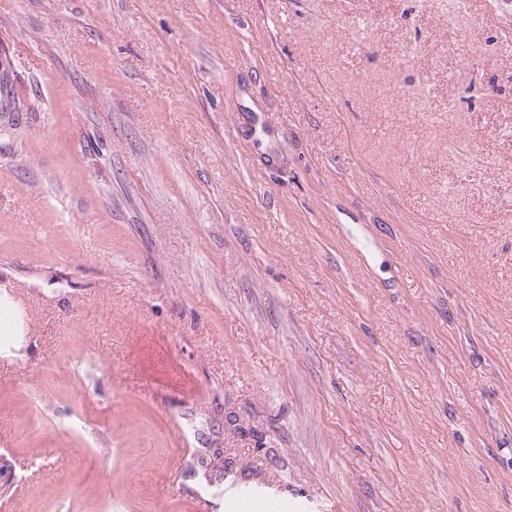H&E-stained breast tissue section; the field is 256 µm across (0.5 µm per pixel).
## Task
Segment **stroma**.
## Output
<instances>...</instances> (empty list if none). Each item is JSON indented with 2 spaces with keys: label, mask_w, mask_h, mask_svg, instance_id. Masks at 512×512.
I'll return each instance as SVG.
<instances>
[{
  "label": "stroma",
  "mask_w": 512,
  "mask_h": 512,
  "mask_svg": "<svg viewBox=\"0 0 512 512\" xmlns=\"http://www.w3.org/2000/svg\"><path fill=\"white\" fill-rule=\"evenodd\" d=\"M0 43V512H233L209 448L288 512H512V0H0Z\"/></svg>",
  "instance_id": "35a3bbf8"
}]
</instances>
